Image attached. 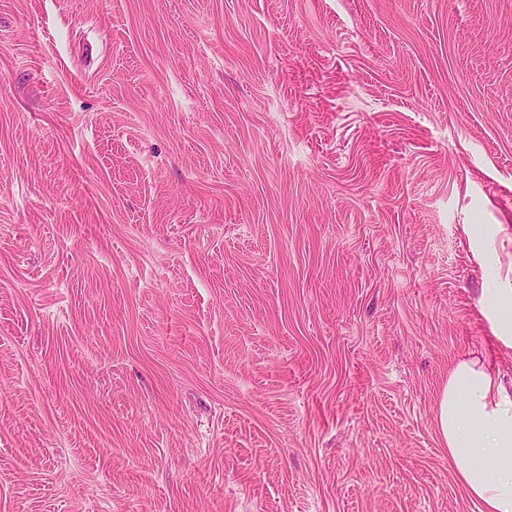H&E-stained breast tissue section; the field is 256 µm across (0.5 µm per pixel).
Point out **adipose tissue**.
Returning <instances> with one entry per match:
<instances>
[{
    "label": "adipose tissue",
    "instance_id": "adipose-tissue-1",
    "mask_svg": "<svg viewBox=\"0 0 512 512\" xmlns=\"http://www.w3.org/2000/svg\"><path fill=\"white\" fill-rule=\"evenodd\" d=\"M433 425L478 512H512V385L481 357L457 359L435 398Z\"/></svg>",
    "mask_w": 512,
    "mask_h": 512
}]
</instances>
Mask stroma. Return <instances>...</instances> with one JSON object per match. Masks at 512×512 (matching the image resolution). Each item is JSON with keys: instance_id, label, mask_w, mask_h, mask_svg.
<instances>
[{"instance_id": "1", "label": "stroma", "mask_w": 512, "mask_h": 512, "mask_svg": "<svg viewBox=\"0 0 512 512\" xmlns=\"http://www.w3.org/2000/svg\"><path fill=\"white\" fill-rule=\"evenodd\" d=\"M491 288L512 0H0V512H476ZM433 425L478 512H512V385L481 357L457 359L435 397Z\"/></svg>"}]
</instances>
